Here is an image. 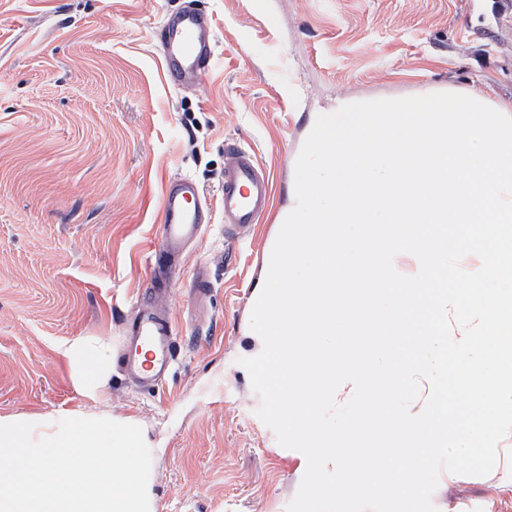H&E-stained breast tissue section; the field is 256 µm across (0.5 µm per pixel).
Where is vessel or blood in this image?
<instances>
[{
    "mask_svg": "<svg viewBox=\"0 0 512 512\" xmlns=\"http://www.w3.org/2000/svg\"><path fill=\"white\" fill-rule=\"evenodd\" d=\"M164 70L177 87L193 88L212 66L213 29L209 18L192 7L169 15L157 30ZM223 209L225 227L249 228L267 214L272 184L251 151L236 143L224 148ZM209 209L198 183L188 175L170 178L164 189L162 221L148 259L173 266L209 224ZM179 330L154 296L141 299L128 323L123 367L140 385L155 388L175 368Z\"/></svg>",
    "mask_w": 512,
    "mask_h": 512,
    "instance_id": "b4317fda",
    "label": "vessel or blood"
}]
</instances>
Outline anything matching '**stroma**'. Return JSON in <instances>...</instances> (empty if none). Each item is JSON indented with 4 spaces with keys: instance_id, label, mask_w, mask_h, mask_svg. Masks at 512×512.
Wrapping results in <instances>:
<instances>
[{
    "instance_id": "35a3bbf8",
    "label": "stroma",
    "mask_w": 512,
    "mask_h": 512,
    "mask_svg": "<svg viewBox=\"0 0 512 512\" xmlns=\"http://www.w3.org/2000/svg\"><path fill=\"white\" fill-rule=\"evenodd\" d=\"M215 32L195 88L166 78L156 31L186 2ZM448 91L512 105V0H0V419L140 426L153 512H286L307 462L257 416L240 361L295 166L339 101ZM273 179L271 212L223 234L224 146ZM189 175L213 218L168 275L177 364L147 392L122 373L124 329L151 270L166 181ZM212 292L198 308L195 274ZM103 352L83 389L64 352ZM438 512H512V434L486 476L441 472Z\"/></svg>"
}]
</instances>
